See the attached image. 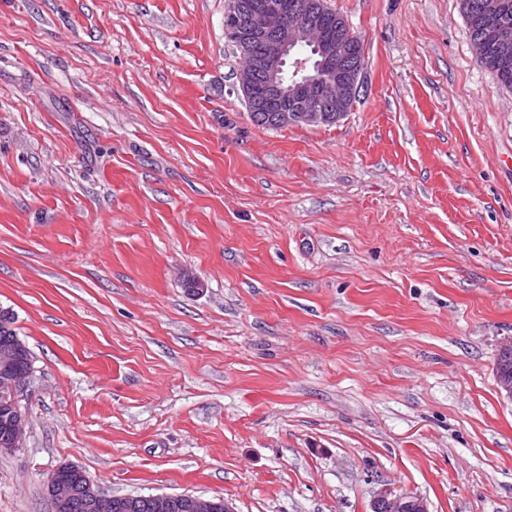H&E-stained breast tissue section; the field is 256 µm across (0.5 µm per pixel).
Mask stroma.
I'll list each match as a JSON object with an SVG mask.
<instances>
[{
	"label": "stroma",
	"instance_id": "35a3bbf8",
	"mask_svg": "<svg viewBox=\"0 0 512 512\" xmlns=\"http://www.w3.org/2000/svg\"><path fill=\"white\" fill-rule=\"evenodd\" d=\"M327 3L363 89L264 129L224 0H0V309L35 367L0 512H53L64 463L236 512H512V89L460 0ZM371 512H430L423 497L408 493L395 492L384 487L372 499Z\"/></svg>",
	"mask_w": 512,
	"mask_h": 512
}]
</instances>
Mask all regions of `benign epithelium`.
<instances>
[{
    "mask_svg": "<svg viewBox=\"0 0 512 512\" xmlns=\"http://www.w3.org/2000/svg\"><path fill=\"white\" fill-rule=\"evenodd\" d=\"M325 0H309L299 7L286 0H225L224 37L237 49L241 67L237 73L248 114L253 120L276 127L322 125L339 120L358 95L363 82L362 43L351 29L341 35L330 33L325 25ZM479 7L487 28L496 33L502 19L495 3L481 0ZM18 346L0 340V399L11 408L7 432L0 440V451L20 448L25 440L26 416L18 396L27 387L31 371L17 368ZM501 397L512 401V369H496ZM73 469L57 467L49 476L48 487L54 512H76V501L66 490L59 474ZM90 512H112L116 495H106L87 481L81 488ZM131 509L146 512H234L225 500L183 494H125ZM371 512H430L423 497L384 487L372 499Z\"/></svg>",
    "mask_w": 512,
    "mask_h": 512,
    "instance_id": "benign-epithelium-1",
    "label": "benign epithelium"
}]
</instances>
